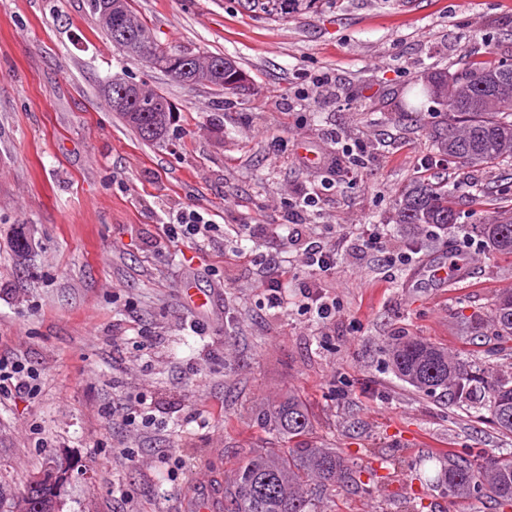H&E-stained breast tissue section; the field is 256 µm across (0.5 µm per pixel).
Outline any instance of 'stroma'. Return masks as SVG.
<instances>
[{
    "label": "stroma",
    "instance_id": "1",
    "mask_svg": "<svg viewBox=\"0 0 512 512\" xmlns=\"http://www.w3.org/2000/svg\"><path fill=\"white\" fill-rule=\"evenodd\" d=\"M162 41L221 53L248 74L239 98L186 86L124 57L86 0H0V358L40 373L37 395L0 397V487L19 491L53 457L70 464L64 512H182L184 496L223 487L246 452L287 447L258 416L295 392L310 441L379 480L328 492L323 512H512L449 501L435 457L512 448L477 409L423 394L392 368L393 338L428 339L512 372V353L462 324L512 292V256L483 242L486 213L456 191L449 230L394 221L400 190L433 161L401 103L426 70L458 69L486 46L512 55V0H324L285 21L240 0H134ZM145 81L178 112L144 142L101 89ZM322 196L283 228L288 199ZM188 208L205 241L162 224ZM380 244L341 247L355 225ZM29 232L27 254L15 249ZM338 246L314 277L304 244ZM233 280L225 282L224 267ZM280 277L271 307L264 278ZM320 280L336 313L308 312Z\"/></svg>",
    "mask_w": 512,
    "mask_h": 512
}]
</instances>
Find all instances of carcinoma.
I'll return each mask as SVG.
<instances>
[{"label": "carcinoma", "instance_id": "carcinoma-1", "mask_svg": "<svg viewBox=\"0 0 512 512\" xmlns=\"http://www.w3.org/2000/svg\"><path fill=\"white\" fill-rule=\"evenodd\" d=\"M320 0H243V7L259 11L273 20L317 7ZM431 101L446 114V121L428 128L433 146L453 164L482 167L497 173L498 183L484 184L478 197L487 205L497 200L498 184L512 181V62L469 60L450 73H427L414 99L402 104L405 117L413 120L422 112L423 101ZM120 117L139 137L151 143L165 140L167 130L150 134L156 113L137 106ZM458 212L448 191V180L420 176L405 186L397 201L400 224H457ZM481 233L492 247L512 254V216H487ZM492 335L512 340V294L495 299ZM396 376L427 393L438 390L460 403L477 396L483 383L481 370L461 357L424 339H399L391 347ZM489 419L505 436H512V376L494 381L487 403ZM288 438V451L269 448L250 455L234 470L224 487V512H320L318 504L331 487L360 490L362 471L353 467L334 448H320L306 437L313 427L309 412L294 394L273 405L258 418ZM436 484L452 499L489 497L501 505H512V450H498L478 457L450 453L438 458Z\"/></svg>", "mask_w": 512, "mask_h": 512}]
</instances>
